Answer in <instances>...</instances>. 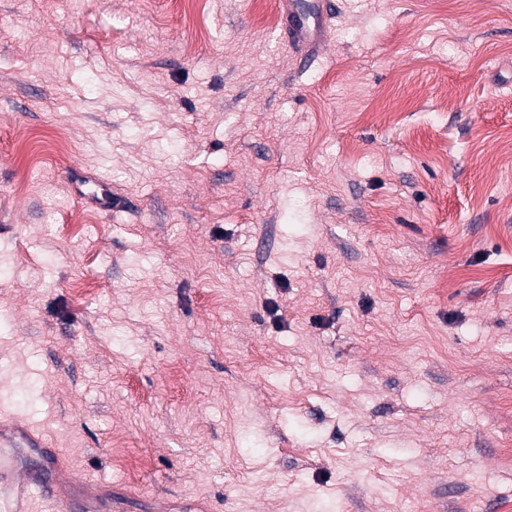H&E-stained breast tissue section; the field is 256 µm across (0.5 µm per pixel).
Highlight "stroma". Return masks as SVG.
<instances>
[{
  "instance_id": "35a3bbf8",
  "label": "stroma",
  "mask_w": 512,
  "mask_h": 512,
  "mask_svg": "<svg viewBox=\"0 0 512 512\" xmlns=\"http://www.w3.org/2000/svg\"><path fill=\"white\" fill-rule=\"evenodd\" d=\"M276 2L0 0V422L100 512H507L512 0ZM309 2L313 3L306 9L302 6L301 0L278 1L289 47L304 49L316 57L326 43L329 26L334 18V9L331 0ZM309 54L305 56L306 60L310 59ZM84 186L76 190L83 203L93 208H112V188L107 182L95 180Z\"/></svg>"
}]
</instances>
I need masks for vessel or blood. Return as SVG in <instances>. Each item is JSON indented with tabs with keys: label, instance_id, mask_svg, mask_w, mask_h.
Wrapping results in <instances>:
<instances>
[{
	"label": "vessel or blood",
	"instance_id": "b4317fda",
	"mask_svg": "<svg viewBox=\"0 0 512 512\" xmlns=\"http://www.w3.org/2000/svg\"><path fill=\"white\" fill-rule=\"evenodd\" d=\"M288 45L317 55L325 45L329 26L334 17L331 0H313L303 7L302 0H279ZM79 199L93 208L112 206V188L95 180L78 192ZM43 441L25 425L10 422L0 425V512H17L20 499L37 494L51 503L55 512H88L91 495L75 485L68 469L59 457H50L43 476L20 479V448H39Z\"/></svg>",
	"mask_w": 512,
	"mask_h": 512
}]
</instances>
